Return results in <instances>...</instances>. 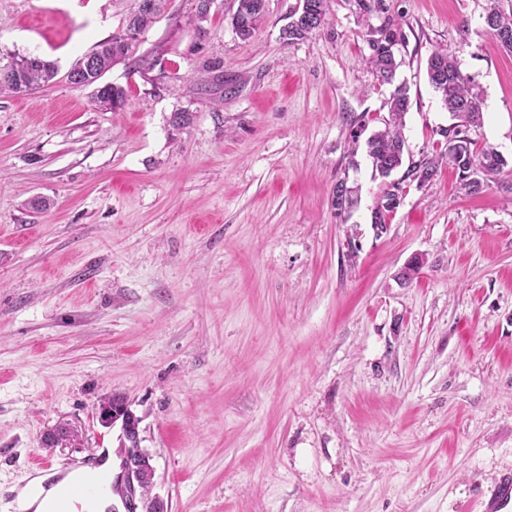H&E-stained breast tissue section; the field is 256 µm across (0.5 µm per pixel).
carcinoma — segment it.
<instances>
[{
    "instance_id": "obj_1",
    "label": "carcinoma",
    "mask_w": 512,
    "mask_h": 512,
    "mask_svg": "<svg viewBox=\"0 0 512 512\" xmlns=\"http://www.w3.org/2000/svg\"><path fill=\"white\" fill-rule=\"evenodd\" d=\"M315 14L316 24L306 21L288 23L283 38L288 41L301 40L326 24V0H308ZM264 15V0H238L233 25L237 35L246 40L251 37ZM487 30L512 52V0H490L485 16ZM379 37L369 42L371 54L368 64L381 85H392L394 90L389 98L390 119L384 121V129L375 132L367 141V152L375 170L383 178L402 166L405 141L402 135V118L409 108L407 87L394 85L398 63L393 46L402 42L403 35L399 27L387 23L378 30ZM130 42L121 36H114L98 43L91 51L94 57V69L88 74H80L81 85L96 87V97L101 102L110 103L112 109L120 108L125 101L126 92L119 86L106 84L99 87V80L112 65L126 57ZM6 71L10 78H0V87L14 92H29L54 78V67L39 57H21L7 63ZM427 77L448 110L457 121H465L475 129L482 125L483 111L481 100L472 92L471 81L465 77L452 55L447 50H434L427 61ZM446 139V147L440 157L448 160V165L458 172L462 187L470 195L480 193L491 183H498L506 174V158L492 147L480 148L470 136L457 131L452 126L441 131ZM397 185L387 184L377 198L372 210V223L387 224L395 207L391 205Z\"/></svg>"
}]
</instances>
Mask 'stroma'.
<instances>
[{
  "instance_id": "stroma-1",
  "label": "stroma",
  "mask_w": 512,
  "mask_h": 512,
  "mask_svg": "<svg viewBox=\"0 0 512 512\" xmlns=\"http://www.w3.org/2000/svg\"><path fill=\"white\" fill-rule=\"evenodd\" d=\"M195 5L172 0L102 76L126 91L113 110L68 73L137 0H0V59L56 70L0 89V512L34 464L118 447L96 418L112 395L169 512H487L512 473V191L406 167L451 122L426 75L438 47L482 101L472 138L512 164L489 0H327V27L291 43L298 0H265L246 40L237 0L202 21ZM393 19L410 106L379 235L382 180L351 135L388 116L368 57ZM59 425L74 436L44 447ZM5 65L11 77L9 80L2 79L0 73V87L14 92H29L37 89L42 83L51 81L55 75L54 67L39 57L13 58ZM396 183L386 184L381 195L377 198L375 206L372 210L371 224L374 226L378 234L386 232L389 224V216L397 206H392L390 201L393 199L392 196L394 190H399Z\"/></svg>"
}]
</instances>
